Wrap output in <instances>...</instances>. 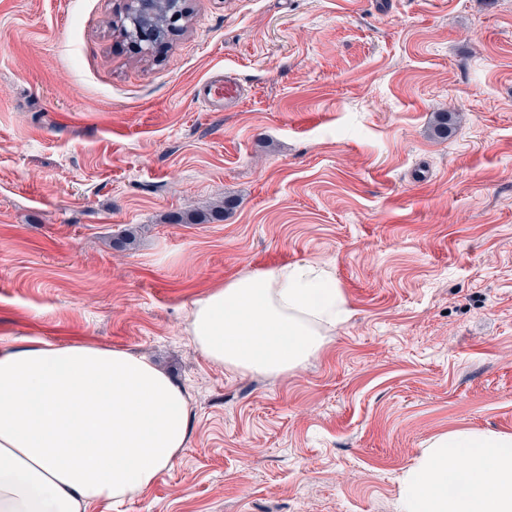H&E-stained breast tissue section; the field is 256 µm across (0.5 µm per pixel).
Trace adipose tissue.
I'll return each instance as SVG.
<instances>
[{"label":"adipose tissue","mask_w":512,"mask_h":512,"mask_svg":"<svg viewBox=\"0 0 512 512\" xmlns=\"http://www.w3.org/2000/svg\"><path fill=\"white\" fill-rule=\"evenodd\" d=\"M348 313L328 266L246 274L191 307L212 363L280 374L318 353ZM188 396L120 349L30 339L0 345V512H87L144 494L184 448ZM398 512H512V434L431 439L401 479Z\"/></svg>","instance_id":"obj_1"}]
</instances>
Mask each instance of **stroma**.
<instances>
[{
    "label": "stroma",
    "mask_w": 512,
    "mask_h": 512,
    "mask_svg": "<svg viewBox=\"0 0 512 512\" xmlns=\"http://www.w3.org/2000/svg\"><path fill=\"white\" fill-rule=\"evenodd\" d=\"M188 6L144 61L109 27L128 0H0V338L185 388L172 467L90 512H397L429 439L512 433V0ZM224 73L237 104L202 110ZM303 261L351 311L317 355L196 350L195 299Z\"/></svg>",
    "instance_id": "obj_1"
}]
</instances>
